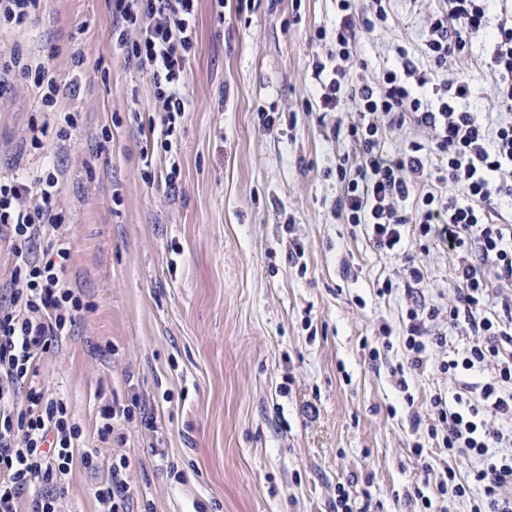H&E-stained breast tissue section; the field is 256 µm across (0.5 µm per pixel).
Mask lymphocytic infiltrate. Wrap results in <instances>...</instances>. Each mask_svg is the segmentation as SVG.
<instances>
[{"mask_svg":"<svg viewBox=\"0 0 512 512\" xmlns=\"http://www.w3.org/2000/svg\"><path fill=\"white\" fill-rule=\"evenodd\" d=\"M391 0H336V27L327 51L333 67L315 61L322 114L356 105L351 121L324 127L328 137L350 140L354 157L336 161L341 195L336 214L363 227L369 241L392 259L404 257L408 233L421 250L431 244L454 260V283L444 305L427 303L424 272L415 262L402 269L411 300L402 347L404 366L395 386L408 392L409 375L430 370L457 377L479 374L465 391L430 398L435 424L413 418L442 441L450 467L446 482L470 512H512V8L490 15V0H442L428 18L418 46L398 41V61L381 76H351L348 65L361 34L385 26ZM117 21L112 37L127 61L150 74L161 132L172 135L188 100L184 72L196 42L199 0H113ZM492 39H485L487 28ZM484 39L485 68L493 98L505 116L488 123L466 103L472 78L457 64L474 40ZM34 75L39 102L55 110L59 98L75 95L74 84L59 83L45 66L0 62V78L13 72ZM60 139L77 124L71 112H56ZM408 130L400 152L383 149L387 130ZM60 171L44 169L34 181L19 174L0 183V228L16 242L45 236L53 256L25 260L21 287L10 305L0 307V512H20L21 497L31 493L30 512H57L54 487L73 462L94 469L96 449L86 447L81 428L72 423L67 403L37 386L18 401L36 358L67 336L83 309L64 278L72 243L60 236L63 222L56 205ZM469 336L463 350H448V334ZM470 469L458 480L452 462Z\"/></svg>","mask_w":512,"mask_h":512,"instance_id":"f902f5d3","label":"lymphocytic infiltrate"}]
</instances>
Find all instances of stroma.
Wrapping results in <instances>:
<instances>
[{"instance_id": "obj_1", "label": "stroma", "mask_w": 512, "mask_h": 512, "mask_svg": "<svg viewBox=\"0 0 512 512\" xmlns=\"http://www.w3.org/2000/svg\"><path fill=\"white\" fill-rule=\"evenodd\" d=\"M248 3L200 0L189 105L166 147L149 133L150 75L112 41V0H45L28 27H0V59L41 62L79 85L57 104L78 115L62 143L33 77L0 84V178L63 170L59 232L86 306L59 348L38 356L35 382L66 399L101 465L127 458L130 512H333L340 485L354 512H413L422 484L434 512H469L438 488L446 450L429 440L415 453L411 427L436 390L459 383L409 377V405L390 377L400 347L369 356L379 324L401 334L410 299L401 287L380 294L400 261L334 212L336 160L354 148L323 137L309 105L336 2ZM439 6L392 0L387 25L356 45L366 75L395 65V40L419 44ZM34 127L39 149L28 145ZM50 249L45 237L19 249L0 239V297L24 258ZM414 257L427 303H447L452 259ZM134 399L141 416L98 442L100 408ZM100 479L74 465L60 512H107Z\"/></svg>"}]
</instances>
